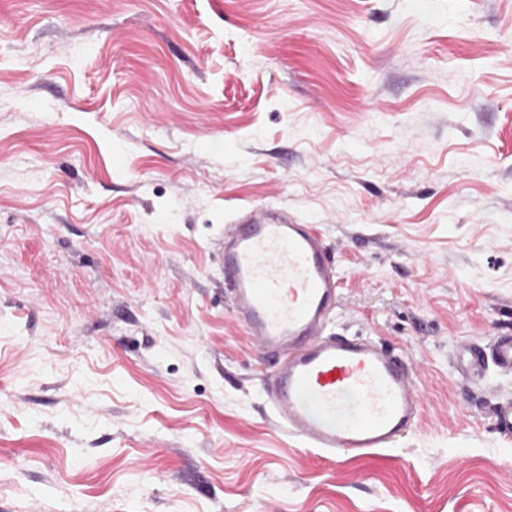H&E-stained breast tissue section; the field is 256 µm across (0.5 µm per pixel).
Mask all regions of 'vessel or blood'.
<instances>
[{
	"label": "vessel or blood",
	"mask_w": 512,
	"mask_h": 512,
	"mask_svg": "<svg viewBox=\"0 0 512 512\" xmlns=\"http://www.w3.org/2000/svg\"><path fill=\"white\" fill-rule=\"evenodd\" d=\"M219 270L233 318L257 343L265 402L300 444L327 454L394 448L415 428L423 395L403 356L369 337L333 330L340 274L315 225L287 211L249 208L225 225ZM456 371L481 381L489 368L512 373V333L466 342ZM495 431L512 438V399L493 410Z\"/></svg>",
	"instance_id": "b4317fda"
}]
</instances>
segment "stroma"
I'll use <instances>...</instances> for the list:
<instances>
[{"label":"stroma","instance_id":"obj_1","mask_svg":"<svg viewBox=\"0 0 512 512\" xmlns=\"http://www.w3.org/2000/svg\"><path fill=\"white\" fill-rule=\"evenodd\" d=\"M266 203L411 366L395 448L269 420L217 271ZM509 330L512 0H0V512H512V374L450 366ZM493 426L495 431L504 437L512 438V399L499 401L493 410Z\"/></svg>","mask_w":512,"mask_h":512}]
</instances>
